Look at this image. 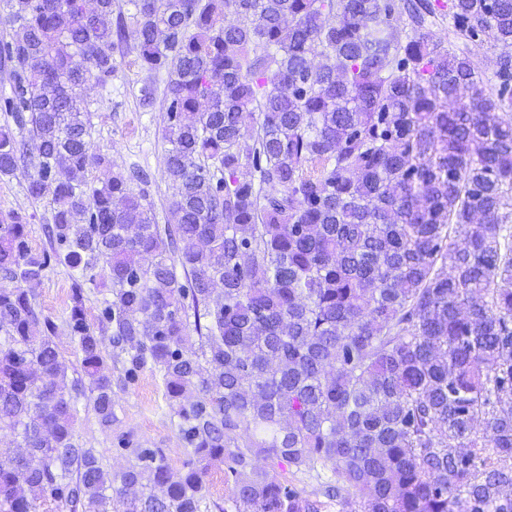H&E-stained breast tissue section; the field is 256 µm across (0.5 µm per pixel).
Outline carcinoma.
Returning a JSON list of instances; mask_svg holds the SVG:
<instances>
[{
  "mask_svg": "<svg viewBox=\"0 0 512 512\" xmlns=\"http://www.w3.org/2000/svg\"><path fill=\"white\" fill-rule=\"evenodd\" d=\"M130 2L129 33L115 0H0V177L24 166L53 202L40 254L0 215V512H202L220 460L215 512H320L282 465L330 471L338 512H512V0ZM130 35L167 77L166 224L92 143L85 87ZM54 264L96 413L116 419L107 359L159 371L192 448L178 478L157 449L111 473L76 444L25 288ZM84 289V307L87 322L96 332H99L100 310L103 308L104 300L110 298L108 288L102 286L95 288L93 285L87 284ZM226 466L222 461H215L211 464L207 476V496L210 502L224 503V497L228 493L225 482Z\"/></svg>",
  "mask_w": 512,
  "mask_h": 512,
  "instance_id": "cac0c4a2",
  "label": "carcinoma"
}]
</instances>
